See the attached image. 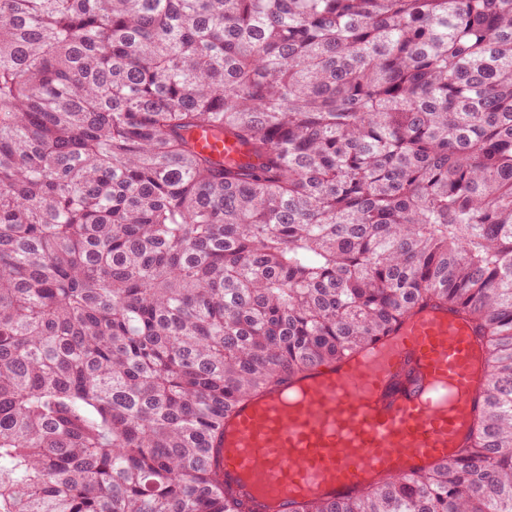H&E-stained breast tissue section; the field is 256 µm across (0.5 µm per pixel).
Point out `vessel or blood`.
Returning a JSON list of instances; mask_svg holds the SVG:
<instances>
[{
	"mask_svg": "<svg viewBox=\"0 0 512 512\" xmlns=\"http://www.w3.org/2000/svg\"><path fill=\"white\" fill-rule=\"evenodd\" d=\"M197 139L214 156H240L231 140ZM482 358L467 321L415 310L366 356L310 373L295 395L235 408L224 423V480L253 512H288L293 501L350 493L371 472L417 473L460 446L481 401Z\"/></svg>",
	"mask_w": 512,
	"mask_h": 512,
	"instance_id": "b4317fda",
	"label": "vessel or blood"
}]
</instances>
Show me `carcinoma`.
<instances>
[{
    "mask_svg": "<svg viewBox=\"0 0 512 512\" xmlns=\"http://www.w3.org/2000/svg\"><path fill=\"white\" fill-rule=\"evenodd\" d=\"M430 306L465 442L290 512H512V0H0V512H252L224 420ZM197 139L201 149L216 157H224V160H237L240 156L238 146L231 140L216 139L209 133H199Z\"/></svg>",
    "mask_w": 512,
    "mask_h": 512,
    "instance_id": "carcinoma-1",
    "label": "carcinoma"
}]
</instances>
